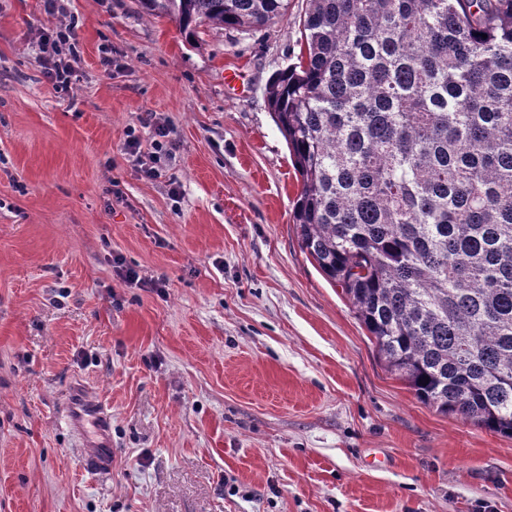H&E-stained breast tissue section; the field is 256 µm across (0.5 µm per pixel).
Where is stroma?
<instances>
[{"instance_id": "1", "label": "stroma", "mask_w": 512, "mask_h": 512, "mask_svg": "<svg viewBox=\"0 0 512 512\" xmlns=\"http://www.w3.org/2000/svg\"><path fill=\"white\" fill-rule=\"evenodd\" d=\"M59 2L0 0V512H512V439L420 403L300 247L265 86L307 0L193 45L139 0ZM71 22L62 93L40 44ZM76 384L112 415L100 475ZM168 137V130L163 125H158L155 131V139L153 141L154 149H155V158L151 161L150 164H143L141 167V172L144 178L148 180H155L162 176V168L159 165L162 158H168L170 156L169 151L166 147L165 138Z\"/></svg>"}]
</instances>
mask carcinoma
Returning a JSON list of instances; mask_svg holds the SVG:
<instances>
[{"label": "carcinoma", "instance_id": "cac0c4a2", "mask_svg": "<svg viewBox=\"0 0 512 512\" xmlns=\"http://www.w3.org/2000/svg\"><path fill=\"white\" fill-rule=\"evenodd\" d=\"M191 40L285 0H140ZM265 95L301 249L424 405L512 438V0H308Z\"/></svg>", "mask_w": 512, "mask_h": 512}]
</instances>
